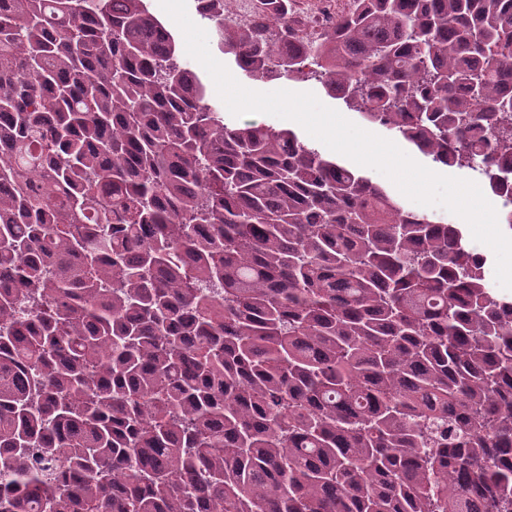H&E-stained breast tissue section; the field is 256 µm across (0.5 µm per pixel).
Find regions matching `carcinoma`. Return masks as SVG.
Here are the masks:
<instances>
[{
    "label": "carcinoma",
    "mask_w": 512,
    "mask_h": 512,
    "mask_svg": "<svg viewBox=\"0 0 512 512\" xmlns=\"http://www.w3.org/2000/svg\"><path fill=\"white\" fill-rule=\"evenodd\" d=\"M196 0L504 197L512 0ZM463 231L232 123L146 0H0V512H512V299ZM295 16L309 29L322 31L336 23L335 0H296Z\"/></svg>",
    "instance_id": "obj_1"
}]
</instances>
